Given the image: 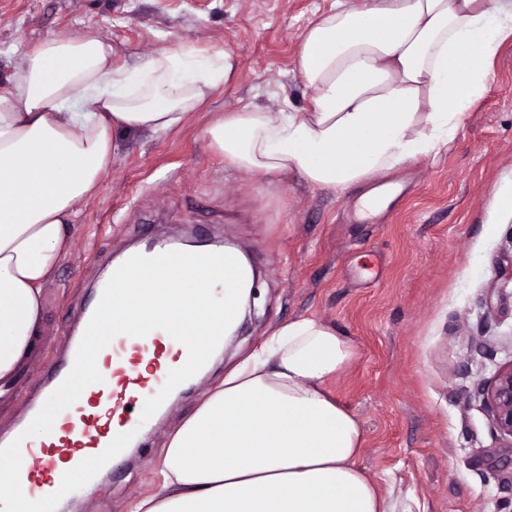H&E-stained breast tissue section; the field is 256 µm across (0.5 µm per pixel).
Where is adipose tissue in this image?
<instances>
[{"label": "adipose tissue", "mask_w": 512, "mask_h": 512, "mask_svg": "<svg viewBox=\"0 0 512 512\" xmlns=\"http://www.w3.org/2000/svg\"><path fill=\"white\" fill-rule=\"evenodd\" d=\"M512 41V0H336L303 33L305 112L244 107L203 134L230 168L296 174L385 207L378 177L438 155ZM96 35L44 39L0 91V380L40 350L44 287L117 148L114 131L179 126L237 75L235 56L182 45L115 64ZM355 343L314 317L281 324L167 437L159 489L128 512H391L359 460L362 425L327 385Z\"/></svg>", "instance_id": "obj_1"}]
</instances>
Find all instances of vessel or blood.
<instances>
[{
  "label": "vessel or blood",
  "mask_w": 512,
  "mask_h": 512,
  "mask_svg": "<svg viewBox=\"0 0 512 512\" xmlns=\"http://www.w3.org/2000/svg\"><path fill=\"white\" fill-rule=\"evenodd\" d=\"M79 344V339L67 340L65 362L40 382L31 414H38L68 375ZM187 359V347L161 329L115 337L96 358L102 382L86 387L73 405L60 412L50 433L23 441L20 484L25 497L37 500L58 491L66 471L101 454L117 434L144 433L141 414L146 400L159 392L169 371Z\"/></svg>",
  "instance_id": "obj_1"
}]
</instances>
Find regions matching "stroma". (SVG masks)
I'll return each instance as SVG.
<instances>
[{
    "instance_id": "35a3bbf8",
    "label": "stroma",
    "mask_w": 512,
    "mask_h": 512,
    "mask_svg": "<svg viewBox=\"0 0 512 512\" xmlns=\"http://www.w3.org/2000/svg\"><path fill=\"white\" fill-rule=\"evenodd\" d=\"M334 2L0 0V90L13 61L56 34L99 35L119 63L182 43L225 49L239 62L235 81L176 129L117 133L112 166L45 287L43 349L0 384L2 434L19 419L30 379L55 360L77 306L131 245L222 240L259 269L262 287L235 336L139 449L75 493L77 512H127L133 498L155 492L152 462L169 433L230 365L299 316L336 324L358 346L328 388L361 422V464L395 512H499L512 500V439L476 394L512 363V213L488 207L495 191H512V42L455 139L393 173V199L362 221L360 190L339 195L296 177L238 172L203 136L214 112L309 108L294 57L305 27Z\"/></svg>"
}]
</instances>
